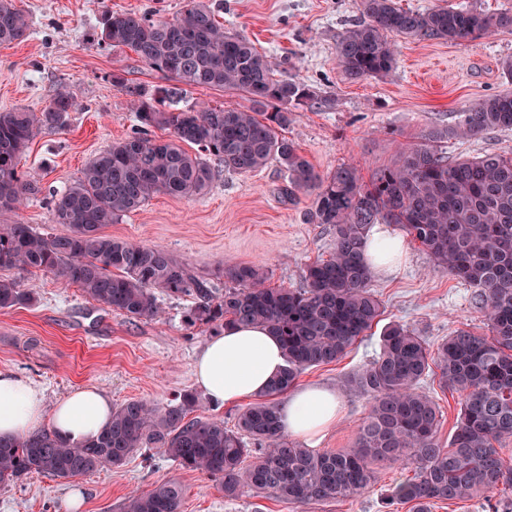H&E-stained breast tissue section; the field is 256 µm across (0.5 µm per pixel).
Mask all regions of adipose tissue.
<instances>
[{
  "mask_svg": "<svg viewBox=\"0 0 512 512\" xmlns=\"http://www.w3.org/2000/svg\"><path fill=\"white\" fill-rule=\"evenodd\" d=\"M406 250L404 237L388 225H374L365 238L363 257L374 269L399 266ZM285 366L278 340L256 325L225 328L208 339L194 364L199 388L213 401L227 405L257 396ZM341 416L335 390L307 385L291 392L281 406L283 431L314 441ZM112 419V402L98 387L77 388L45 406L42 392L27 379L0 371V438L9 440L37 431L43 424L73 443L95 438Z\"/></svg>",
  "mask_w": 512,
  "mask_h": 512,
  "instance_id": "adipose-tissue-1",
  "label": "adipose tissue"
}]
</instances>
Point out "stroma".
Instances as JSON below:
<instances>
[{
	"label": "stroma",
	"mask_w": 512,
	"mask_h": 512,
	"mask_svg": "<svg viewBox=\"0 0 512 512\" xmlns=\"http://www.w3.org/2000/svg\"><path fill=\"white\" fill-rule=\"evenodd\" d=\"M31 19L29 35L0 45V111L46 108L60 88L81 107L64 129H42L19 167L37 180L40 192L25 206L0 212V224H30L57 235L68 225L52 221V194L71 185L95 154L134 129L131 98L113 76L153 91L173 79L145 65L127 49L99 42L106 13L139 11L172 21L189 0H17ZM224 29L250 39L279 77H295L314 92L294 110L285 131L299 152L326 173L355 166L363 179L398 165L405 146L427 145L450 160L512 152V131L490 130L475 138L451 133L462 109L479 99L512 91L503 69L512 60V33L457 42L394 37L396 65L387 74L353 78L336 59V47L360 17L359 0H212ZM171 107L224 106L243 109L242 92L189 88ZM312 195L291 190L287 173L272 162L251 173L219 172L202 196L157 195L139 210L106 225L104 234L168 251L192 271L223 288L225 262L264 267L272 287L299 288L307 265L328 258L333 232L308 219ZM34 288L33 305L0 310V370L30 380L54 405L74 388L95 385L113 406L141 399L163 408L177 394L195 389L194 362L213 334L188 324L190 297L158 293L162 315L130 318L89 298L54 274L23 275ZM371 288L384 306L380 320L340 361L305 370L299 385L340 389L379 351L392 323L414 330L434 347L455 330L486 332L482 314L463 280L439 267L418 242L408 241L398 269L374 272ZM422 389L440 412L439 437L448 441L460 414L461 397L428 375ZM342 416L328 428L319 449L349 447L366 416V397L342 395ZM412 471L398 462L378 466L376 480L360 496L326 504L291 505L251 492L225 499L218 482L146 450L119 466L73 478L36 476L0 486V512H65L70 491H79L78 512H122L125 499L176 480L186 488L182 512H385L383 498Z\"/></svg>",
	"instance_id": "stroma-1"
}]
</instances>
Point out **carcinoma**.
<instances>
[{
    "label": "carcinoma",
    "instance_id": "obj_1",
    "mask_svg": "<svg viewBox=\"0 0 512 512\" xmlns=\"http://www.w3.org/2000/svg\"><path fill=\"white\" fill-rule=\"evenodd\" d=\"M363 19L336 47L339 66L354 78L383 75L395 64L388 35L460 41L512 31V11L404 10L395 0H361ZM31 28L16 0H0V44L21 41ZM102 44L132 50L149 68L189 87L237 90L247 110L206 107L168 109L173 91L128 87L136 121L133 133L91 158L78 179L55 194L53 223L66 235L41 233L30 224L0 225V270L49 272L90 298L130 318H156L155 296L194 299L187 314L219 331L258 324L282 344L287 367L239 415L237 430L205 416H191L192 392L160 410L132 399L112 409L111 423L94 439L72 444L51 430L0 439V486L24 477L72 478L119 466L146 448L220 483L227 499L252 491L288 504H321L363 494L386 461L411 466L413 477L396 484L389 505L410 503L430 512L438 502L489 499L512 492V154L488 153L450 161L429 147L407 146L400 163L364 182L344 164L321 174L282 135L292 109L312 99L304 82L277 79L267 56L246 37L229 34L209 0L174 21L147 13L112 12ZM79 107L63 88L41 112H0V209L15 210L40 188L18 170L38 130L61 129ZM156 129L169 138H152ZM512 131V93L469 105L453 129L474 137ZM190 144L200 154L184 149ZM275 161L292 189L314 195L310 222L334 232L329 258L309 264L302 288H269L263 267L224 263V292L193 273L167 251L114 239L101 228L143 207L154 196L206 193L222 167L250 173ZM400 224L448 272L475 288L474 300L489 334L458 329L429 349L420 336L395 323L381 336L380 352L343 385L369 400L367 416L348 448L314 450L288 440L279 420V398L312 367L342 359L382 315L363 258L367 229ZM35 291L16 278L0 277V309L27 306ZM439 385L462 399L456 429L442 445L439 411L420 389L431 368ZM184 486L176 481L131 494L123 512H180Z\"/></svg>",
    "mask_w": 512,
    "mask_h": 512
}]
</instances>
